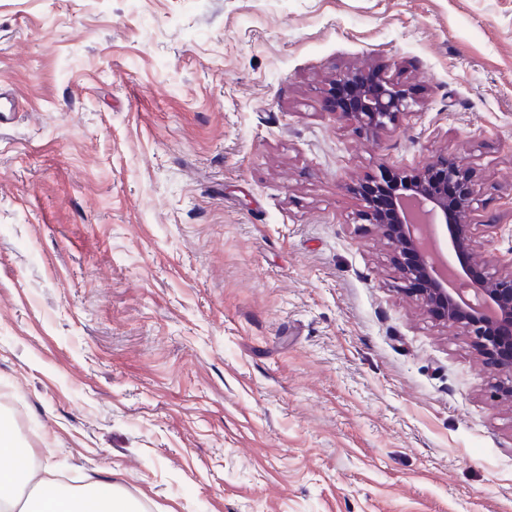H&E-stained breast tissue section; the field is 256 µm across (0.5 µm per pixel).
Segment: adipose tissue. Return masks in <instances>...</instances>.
<instances>
[{"instance_id":"ef3b65f1","label":"adipose tissue","mask_w":512,"mask_h":512,"mask_svg":"<svg viewBox=\"0 0 512 512\" xmlns=\"http://www.w3.org/2000/svg\"><path fill=\"white\" fill-rule=\"evenodd\" d=\"M34 478L29 461L20 457L11 430L0 425V512H139L136 504L112 482L97 481L86 492L70 496L58 492L21 498Z\"/></svg>"}]
</instances>
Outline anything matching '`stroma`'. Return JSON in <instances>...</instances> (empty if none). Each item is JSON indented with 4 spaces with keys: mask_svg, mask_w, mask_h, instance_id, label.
Returning <instances> with one entry per match:
<instances>
[{
    "mask_svg": "<svg viewBox=\"0 0 512 512\" xmlns=\"http://www.w3.org/2000/svg\"><path fill=\"white\" fill-rule=\"evenodd\" d=\"M413 113L371 139L331 79ZM0 418L143 512H512V405L348 183L447 156L512 250V0H0ZM336 121L372 137L395 127L410 110V93L387 79L377 80L362 71L339 73L333 80Z\"/></svg>",
    "mask_w": 512,
    "mask_h": 512,
    "instance_id": "1",
    "label": "stroma"
}]
</instances>
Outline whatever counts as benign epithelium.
Listing matches in <instances>:
<instances>
[{"label":"benign epithelium","instance_id":"1","mask_svg":"<svg viewBox=\"0 0 512 512\" xmlns=\"http://www.w3.org/2000/svg\"><path fill=\"white\" fill-rule=\"evenodd\" d=\"M333 88L336 121L372 137L411 113L410 93L391 80L349 71L336 75ZM450 181L458 187L452 197L447 189ZM345 189L359 197L363 215L379 225L395 245L400 279L408 291L427 313L472 338L477 355L498 375L496 397L512 403V256L490 250V240L481 243L475 239L470 170L441 158L391 181L382 179L360 188L347 184ZM380 194L388 199L393 212L376 210L373 197ZM405 197L421 198L430 206L434 237L444 235L456 257V263L448 266L450 279L442 280L424 255L412 223L399 208ZM477 265L492 266L494 273L476 279L471 270Z\"/></svg>","mask_w":512,"mask_h":512}]
</instances>
